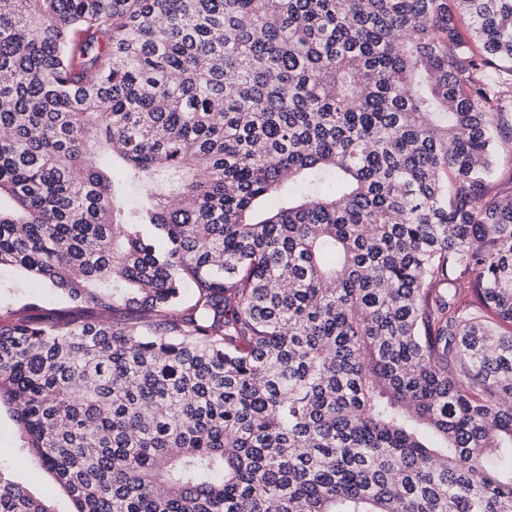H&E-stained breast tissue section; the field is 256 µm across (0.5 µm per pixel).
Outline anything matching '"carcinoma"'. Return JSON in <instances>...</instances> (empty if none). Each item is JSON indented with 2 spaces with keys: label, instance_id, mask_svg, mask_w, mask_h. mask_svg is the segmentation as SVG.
Instances as JSON below:
<instances>
[{
  "label": "carcinoma",
  "instance_id": "1",
  "mask_svg": "<svg viewBox=\"0 0 512 512\" xmlns=\"http://www.w3.org/2000/svg\"><path fill=\"white\" fill-rule=\"evenodd\" d=\"M456 4L0 0V268L69 305L0 407L73 512H512V0ZM503 134L498 138V151L496 159L493 184L495 191L502 196L512 198V115Z\"/></svg>",
  "mask_w": 512,
  "mask_h": 512
}]
</instances>
